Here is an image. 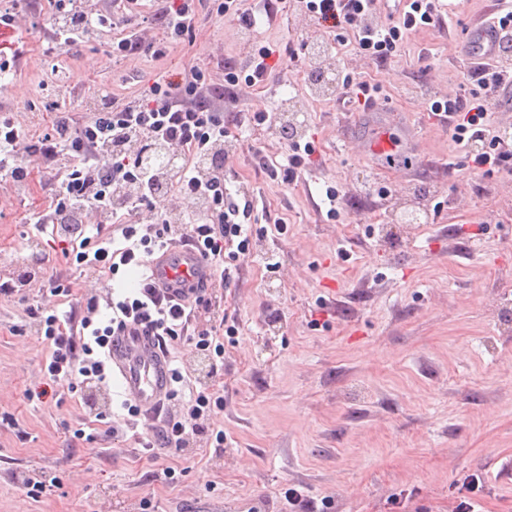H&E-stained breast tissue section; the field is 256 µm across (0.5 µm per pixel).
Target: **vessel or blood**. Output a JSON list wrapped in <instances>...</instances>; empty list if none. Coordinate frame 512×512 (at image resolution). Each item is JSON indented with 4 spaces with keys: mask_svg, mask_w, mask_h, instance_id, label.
Here are the masks:
<instances>
[{
    "mask_svg": "<svg viewBox=\"0 0 512 512\" xmlns=\"http://www.w3.org/2000/svg\"><path fill=\"white\" fill-rule=\"evenodd\" d=\"M495 34L486 26L472 30L460 42L462 55L477 60L489 59L494 51ZM399 149L385 120H378L369 139L361 143L362 152L382 157ZM149 280L171 295L186 296L190 289L208 284L212 269L195 250L185 246L169 248L147 268ZM112 375L122 392L136 402L146 416L158 412L170 387V365L153 337L127 331L114 337L111 351Z\"/></svg>",
    "mask_w": 512,
    "mask_h": 512,
    "instance_id": "vessel-or-blood-1",
    "label": "vessel or blood"
}]
</instances>
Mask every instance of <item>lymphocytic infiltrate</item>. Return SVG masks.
<instances>
[{
    "mask_svg": "<svg viewBox=\"0 0 512 512\" xmlns=\"http://www.w3.org/2000/svg\"><path fill=\"white\" fill-rule=\"evenodd\" d=\"M377 0H304L312 21L335 29L337 36L352 34L356 52L383 65L403 48L409 34L456 14L457 4L444 0H401L380 26L368 24ZM203 0H172L159 17L161 37L145 40L141 31H129L112 45L113 55L141 52L164 58L195 29ZM55 13L64 16L52 25L50 37L60 46L83 42L109 18L89 0H53ZM274 51L256 45L245 62L227 63L224 83L206 82L201 67L193 66L178 79L158 77L146 83L137 97L118 101L102 94V105L84 122L61 115L50 132L30 135L7 116L0 118V173L17 190H24L33 164L48 173L51 196L48 210L39 213V232L50 233L62 245L67 264L83 273L146 269L153 256L175 244L201 252L212 266V279L228 287L237 283V264L224 253L246 254L253 238L255 200L251 193L230 190L224 182V159L233 150L224 120L225 88L265 84L272 71ZM512 87V68L502 61L476 63L466 83L454 95L436 98L430 110L453 124L457 145L476 152L482 174L504 169L512 161V130L493 127L490 109L501 91ZM162 145L185 161L169 172L143 165L141 150ZM285 163L258 164L274 180H293L314 152L310 141L288 138ZM188 202V209L167 204L170 193ZM156 214L154 223L136 222L142 210ZM96 215L97 224L86 221ZM205 288L193 289L191 302L167 295L147 279L136 288L99 303L86 301V314L34 308L36 333L50 343L44 371L50 381L66 382L69 390L84 384L108 385L112 339L126 328L139 327L166 350L182 336L192 335L195 347L208 360L224 356L223 333L234 326H211L190 333L197 313L208 310ZM169 406L187 405L197 418L221 407V397L191 391L182 368H172Z\"/></svg>",
    "mask_w": 512,
    "mask_h": 512,
    "instance_id": "f902f5d3",
    "label": "lymphocytic infiltrate"
}]
</instances>
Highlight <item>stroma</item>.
Returning <instances> with one entry per match:
<instances>
[{
	"label": "stroma",
	"mask_w": 512,
	"mask_h": 512,
	"mask_svg": "<svg viewBox=\"0 0 512 512\" xmlns=\"http://www.w3.org/2000/svg\"><path fill=\"white\" fill-rule=\"evenodd\" d=\"M111 23L65 61L74 84L57 102L45 76L57 55L45 11L23 8L15 34L24 50L0 81V115L50 130L57 113L87 115L78 100L106 86L129 98L133 74L151 78L199 65L213 83L224 65L251 52L234 25L201 13L195 30L170 56L142 52L123 59L112 42L167 0H134L113 13L112 0H90ZM497 0H465L451 22L412 33L401 56L381 66L339 42L336 71L378 85L373 110L343 106L349 90L334 84L315 100L301 80L310 48L331 29L315 24L300 0H279L257 37L276 52L267 86L225 95L224 109L248 115L300 101L297 119L315 153L293 183L268 178L257 155L285 159L275 130L233 126L235 148L224 165L230 189L259 194L264 229L238 261L236 286L223 289L216 314L235 321L224 338V362L210 368L187 340L171 347L196 388L216 392L220 411L188 421L186 445L146 451L140 427L114 437L97 414L120 394L118 385L68 393L45 376L50 347L34 332L31 308L59 305L83 314L87 298L106 301L107 275L69 271L61 250L38 233L33 215L50 199L41 172L23 192L0 178V282L13 277L22 249L41 277L0 299V512H289L285 494H303L310 512H453L467 475L476 474L482 512H512V174L479 176L456 144L453 129L431 115L429 101L454 94L467 79L456 47ZM391 107L395 133L418 126L422 139L408 178L392 159L361 155L342 129L359 117L368 135L377 109ZM41 123H33V115ZM339 192L328 217L327 187ZM420 221L383 238L380 225L403 211ZM279 266L267 268V253ZM69 276L73 297L57 301L50 277ZM83 426L94 443L72 441ZM223 430L216 445L205 428ZM177 480L169 482L165 470ZM45 481L43 497L27 496L21 481Z\"/></svg>",
	"instance_id": "obj_1"
}]
</instances>
